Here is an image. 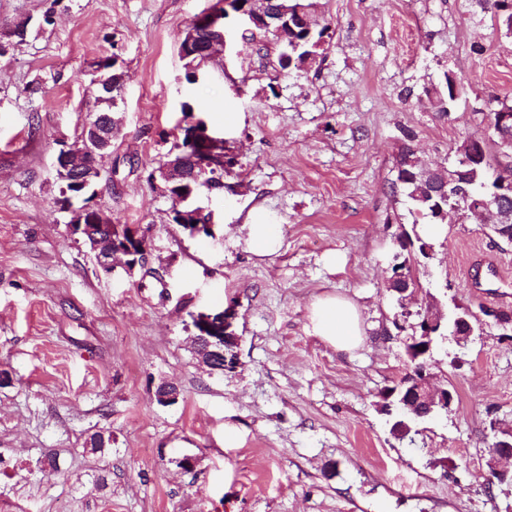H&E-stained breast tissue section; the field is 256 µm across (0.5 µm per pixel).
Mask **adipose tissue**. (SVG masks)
I'll return each mask as SVG.
<instances>
[{
	"mask_svg": "<svg viewBox=\"0 0 512 512\" xmlns=\"http://www.w3.org/2000/svg\"><path fill=\"white\" fill-rule=\"evenodd\" d=\"M311 332L340 351L356 349L363 336L361 313L350 300L334 295L315 299L309 307Z\"/></svg>",
	"mask_w": 512,
	"mask_h": 512,
	"instance_id": "obj_1",
	"label": "adipose tissue"
}]
</instances>
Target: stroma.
<instances>
[{
  "mask_svg": "<svg viewBox=\"0 0 512 512\" xmlns=\"http://www.w3.org/2000/svg\"><path fill=\"white\" fill-rule=\"evenodd\" d=\"M214 0H0V22L40 18L0 58V512H512L488 485L491 424L512 426V336L485 327L429 360L453 410L395 440L382 391L406 371L399 307L386 288L395 239L414 221L389 188L405 134L422 164L447 166L490 108L512 104V34L493 0H316L329 25L320 62L277 68L230 30L208 80L185 85L178 49ZM126 72L120 130L102 162L100 208L152 225L148 268L105 275L67 235L53 161L91 104L93 65ZM459 92L439 115L446 76ZM189 102L224 139L223 196H199L213 239L171 221L163 139ZM232 123H225V115ZM279 225L283 246L253 255L239 232ZM339 265L325 262L330 252ZM475 255L501 266L508 302L467 285ZM423 291L512 312V242L449 216ZM325 294L359 306L363 343L336 350L309 329ZM235 301L238 367L213 374L191 349V313ZM177 404L159 405L160 383ZM111 435L104 453L85 446ZM55 454L58 470H43ZM192 457L193 468L181 461Z\"/></svg>",
  "mask_w": 512,
  "mask_h": 512,
  "instance_id": "obj_1",
  "label": "stroma"
}]
</instances>
